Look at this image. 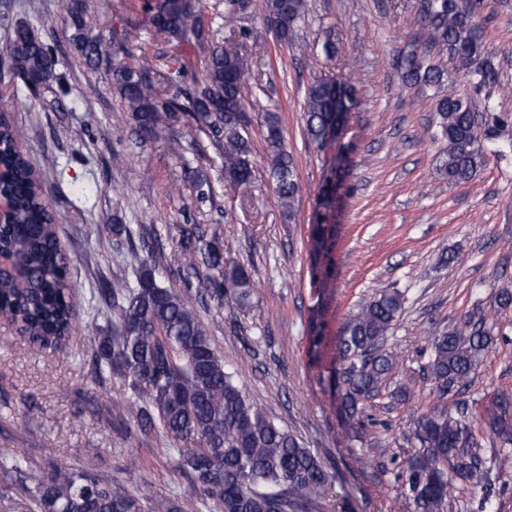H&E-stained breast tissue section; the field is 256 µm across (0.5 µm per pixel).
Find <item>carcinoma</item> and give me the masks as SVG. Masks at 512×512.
Returning <instances> with one entry per match:
<instances>
[{
  "mask_svg": "<svg viewBox=\"0 0 512 512\" xmlns=\"http://www.w3.org/2000/svg\"><path fill=\"white\" fill-rule=\"evenodd\" d=\"M249 0H224V13L203 26L194 0H145L147 26L130 23L108 40L89 37L97 24L83 0H69L73 39L85 64L106 67L142 143L170 141V122L182 113L206 131L221 150L224 179L231 186L253 179L251 138L243 95L245 59L235 42L237 19ZM480 0H430L420 17L428 46L401 53L402 78L410 86L441 87L445 72L432 55H446L462 72L464 88L448 83L436 96L435 125L443 142L440 170L451 183L471 179L493 154L504 156L502 128L512 113L500 112L492 99L500 72L483 38ZM308 0H263L264 20L282 41L292 42L305 17ZM229 33L214 43L215 28ZM170 42L193 41L208 50L205 72L188 81L181 64L160 78L151 76L149 34ZM12 74L28 90L63 87L59 60L26 23L8 36ZM126 60L112 63L114 49ZM356 90L334 77L317 79L304 105L308 138L322 146L334 138ZM270 176L281 206L293 211L297 182L276 112L264 115ZM0 167L6 178L0 195L7 200L11 223L0 224V252L21 269L19 278L0 280V320L19 325L31 345L62 352L79 325L80 305L70 278L71 257L57 235L56 219L44 192L47 171L27 158L23 131L0 113ZM334 189L323 190L317 224L312 229L313 262L328 250L332 227L323 211ZM177 247L183 259L182 286L163 283L147 233L135 244L127 224L112 225V249L128 256L132 277L99 289L112 302V331L97 337L96 370L123 381L131 396L134 422L146 438L161 439L178 456L177 468L195 492L216 512H296L314 501L331 476L320 458L294 435L267 417L247 398L236 374L211 339L193 300L224 302L237 308L251 304L254 281L242 264L224 257L217 224H178ZM403 294L382 288L350 315L337 340L342 362L338 401L345 422L362 426L365 404L376 397L396 358L386 347L388 333L402 312ZM496 341L494 329L479 318L470 330L429 337L424 371L435 384L437 402L414 422L420 450L409 457L398 478L415 512H448L451 480L479 485L490 474L512 466V396L499 395L485 417L488 435L500 443L486 457L473 432L474 413L460 395ZM33 512H180L171 500L147 501L98 469L57 467L26 487Z\"/></svg>",
  "mask_w": 512,
  "mask_h": 512,
  "instance_id": "1",
  "label": "carcinoma"
}]
</instances>
